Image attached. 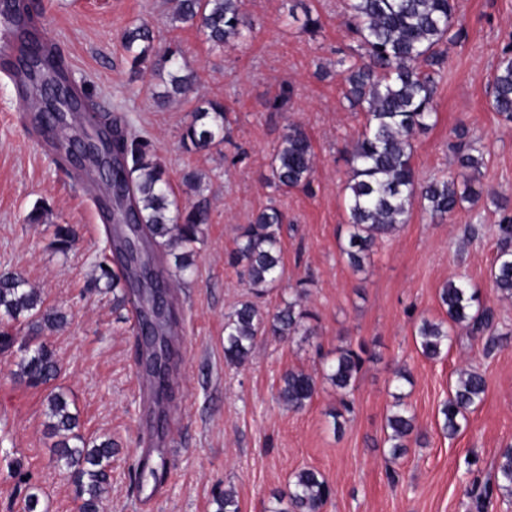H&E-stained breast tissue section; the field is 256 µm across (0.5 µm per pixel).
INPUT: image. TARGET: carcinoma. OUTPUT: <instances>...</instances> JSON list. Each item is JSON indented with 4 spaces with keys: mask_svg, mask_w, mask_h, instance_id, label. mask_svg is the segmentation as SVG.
I'll use <instances>...</instances> for the list:
<instances>
[{
    "mask_svg": "<svg viewBox=\"0 0 512 512\" xmlns=\"http://www.w3.org/2000/svg\"><path fill=\"white\" fill-rule=\"evenodd\" d=\"M173 19L197 27L207 42L222 47L248 38L252 25L241 13V0H173ZM345 25L356 36L363 53L359 59H341L346 85L345 98L352 108L364 112L365 122L347 151L351 176L346 185L348 234L340 252L349 267L363 268L376 241L396 233L410 217L415 200L432 215L444 217L473 199V182L483 165V145L461 127L453 152L459 176L442 175L419 182L413 165V138L436 123L434 96L437 78L446 65L445 46L462 36L456 20L455 0H347ZM17 31L25 50L22 65L38 87L60 82L68 70L64 56L54 51L41 53L39 41L28 29ZM122 45L131 65L139 68L155 52L154 34L145 23L123 32ZM168 67L169 100L186 93L193 73L183 61L182 50L168 48L162 55ZM491 106L501 120L512 124V48L499 58L492 80ZM34 115L38 126L65 125L72 113L68 102L60 103L57 113ZM92 124L107 131L110 147L93 155L96 169L112 168L122 184V197L115 207L131 211L147 249L160 250L163 267L157 278L142 277L139 264L124 256V232L113 234L111 256L98 263L96 282L112 290L113 303L131 305L143 318L145 304L158 282L168 288L184 283L194 267L193 245L203 234L209 213L202 203H181L169 181L164 165L150 143L112 126L107 113H92ZM226 108L219 100H207L198 107L183 134L184 147L192 152L210 150L224 142ZM315 152L305 131L290 124L275 149L270 183L279 190L311 187ZM503 216L497 224V254L491 267L495 289L512 299V212L508 203H497ZM285 216L276 207L261 211L250 224L239 227L236 247L228 263L241 268L252 299L240 302L224 321V360L234 367L252 356L259 337L274 336L283 341L310 336L309 322L314 314L302 306L306 288L294 301L274 313L262 310L258 300L270 293L280 279L283 266L282 224ZM439 302L448 323L423 318L416 326L421 353L437 358L448 348L454 325L466 327L473 335L488 333L486 354L498 347V327L492 310L486 307L479 289L464 279L451 280L439 291ZM0 317L8 323L35 322L40 327L58 328L66 322L59 310L43 308L40 291L12 273L0 274ZM362 359L350 349L336 350L326 360L323 378L336 390L340 408L330 413L334 430L341 429L340 418L350 411L349 396L354 388ZM15 375L32 387L49 383L58 373L54 352L40 343L25 350ZM317 379L302 369H290L281 378L278 400L293 411L304 409L317 393ZM486 391L483 374L461 369L439 413L442 430L456 434L467 421L468 411L480 403ZM47 429L57 441L53 452L57 461L70 471L81 512H98L108 490L112 467V440H86L78 433L79 418L71 411L66 394L51 390L47 395ZM387 437L392 457L403 455L415 429L414 417L400 395L387 415ZM497 488L512 496V446L502 451L496 466ZM332 490L316 470L303 468L288 481L286 490L276 495L280 507L273 512H322ZM216 512H239L233 491L216 498Z\"/></svg>",
    "mask_w": 512,
    "mask_h": 512,
    "instance_id": "1",
    "label": "carcinoma"
}]
</instances>
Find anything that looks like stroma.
<instances>
[{
	"label": "stroma",
	"instance_id": "obj_1",
	"mask_svg": "<svg viewBox=\"0 0 512 512\" xmlns=\"http://www.w3.org/2000/svg\"><path fill=\"white\" fill-rule=\"evenodd\" d=\"M44 24L34 33L67 58L72 81L110 112L125 132L152 142L182 202L206 200L210 222L194 246L192 277L179 288V334L173 346L172 391L162 406L163 430L138 370L131 312L114 308L94 282L106 227L94 198L75 173L51 159L32 130L31 110L10 72L0 67V272L19 273L37 288L45 307L64 311V327L39 331L13 325V344L0 350V512H22L37 490L46 512H78L69 471L51 452L46 395L73 400L87 439H112L110 486L100 512H215V497L232 490L240 512H271L275 493L302 468L319 471L333 489L323 512H512V498L495 490L494 465L512 446V299L500 297L491 276L500 213L496 197L512 199V126L491 107L492 79L512 44V0H458L465 35L447 49L437 85V120L413 142L420 179L457 174L455 130L469 129L484 144L476 202L440 218L414 204L393 236L377 241L362 271L340 254L347 237L345 148L362 130L364 114L350 108L338 58L358 42L342 22L344 0H242L255 28L244 43L215 49L197 28L173 22L170 0H30ZM316 32L303 31L306 16ZM145 22L157 49L179 47L196 74L190 93L158 106L165 86L152 65L134 72L123 31ZM291 96L271 106L282 87ZM223 101L229 122L216 149L191 153L181 145L193 110ZM300 126L316 154L311 191L275 190L269 183L274 151L288 124ZM202 178L201 191L184 182ZM42 223L27 216L37 204ZM287 218L283 272L263 300L273 312L309 281L303 305L315 318L313 336L280 342L262 337L248 362L224 363V320L248 296L238 268L228 263L238 229L264 208ZM73 229L67 252L53 244L56 225ZM478 225L467 239V225ZM466 279L481 292L504 338L493 354L484 342L455 329L447 353L423 356L415 342L420 318L445 319L439 291ZM52 349L60 372L51 385L31 387L16 375L30 341ZM348 347L362 358L352 408L342 430L330 416L335 390L321 380L323 354ZM407 366L412 380L396 387L393 371ZM480 370L487 389L455 436L439 409L461 368ZM302 369L319 376L318 391L294 412L277 398L282 375ZM402 392L417 427L406 453L392 458L386 417ZM147 458L153 473L140 483L129 466Z\"/></svg>",
	"mask_w": 512,
	"mask_h": 512
}]
</instances>
